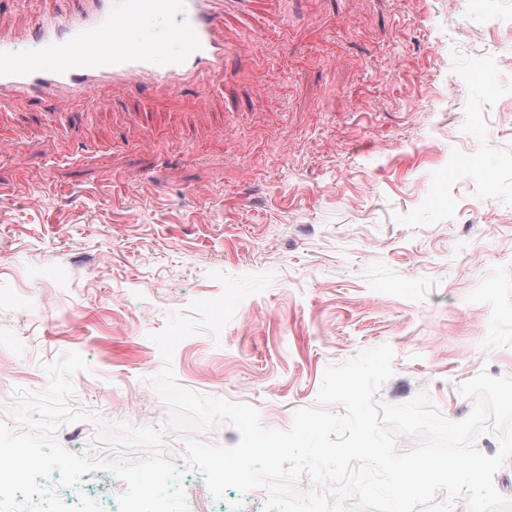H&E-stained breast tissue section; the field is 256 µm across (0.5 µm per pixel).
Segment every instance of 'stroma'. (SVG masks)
Instances as JSON below:
<instances>
[{"label": "stroma", "instance_id": "stroma-1", "mask_svg": "<svg viewBox=\"0 0 512 512\" xmlns=\"http://www.w3.org/2000/svg\"><path fill=\"white\" fill-rule=\"evenodd\" d=\"M448 0H224L223 73L207 94L105 86L101 109L16 98L0 121V421L45 365L80 353L55 438L112 456L99 421L231 447L221 422L179 429L150 382L151 334L222 292L212 272L272 273L219 335L177 346L191 392L288 429L328 366L389 344L379 401L427 393L450 421L480 372L512 375V71L481 21L458 42ZM461 92L448 99V83ZM490 185L466 179L471 162ZM188 512H264L266 496L199 495Z\"/></svg>", "mask_w": 512, "mask_h": 512}]
</instances>
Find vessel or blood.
Segmentation results:
<instances>
[{
  "instance_id": "vessel-or-blood-1",
  "label": "vessel or blood",
  "mask_w": 512,
  "mask_h": 512,
  "mask_svg": "<svg viewBox=\"0 0 512 512\" xmlns=\"http://www.w3.org/2000/svg\"><path fill=\"white\" fill-rule=\"evenodd\" d=\"M64 13L39 17L26 34L0 30V112L14 98L43 100L66 92L89 99L103 82L162 86L193 84L208 89L224 69V0H75ZM179 11L187 19L183 48L158 63L148 43L126 41L124 27L146 15ZM27 36L38 42L33 56L8 54Z\"/></svg>"
}]
</instances>
